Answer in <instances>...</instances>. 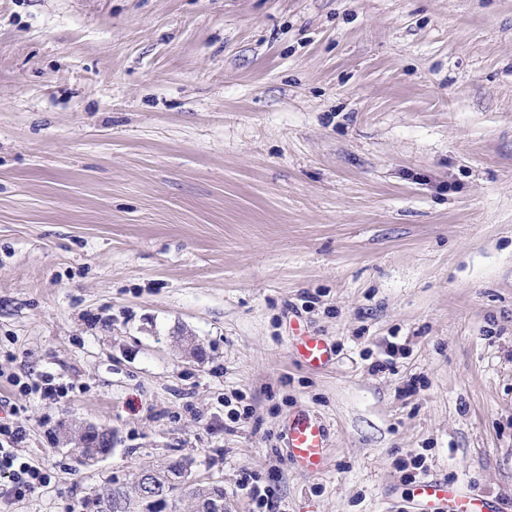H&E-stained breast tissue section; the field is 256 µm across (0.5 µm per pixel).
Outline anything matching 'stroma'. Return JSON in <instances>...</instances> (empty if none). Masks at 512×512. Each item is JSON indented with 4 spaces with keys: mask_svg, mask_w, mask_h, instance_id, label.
Returning <instances> with one entry per match:
<instances>
[{
    "mask_svg": "<svg viewBox=\"0 0 512 512\" xmlns=\"http://www.w3.org/2000/svg\"><path fill=\"white\" fill-rule=\"evenodd\" d=\"M0 399L11 512L173 457L228 512H417L416 458L512 497V0H0ZM295 351L302 362L313 369H322L331 361L332 350L323 336L314 334L300 336ZM10 381L15 386H20V391L24 394H38L41 398H62L63 393L52 383L53 379L48 376H38L36 378L27 377L26 381L21 383V379L10 378ZM288 461L311 474L322 473L328 466V431L323 422L305 409L288 418L285 431ZM25 431L20 426H13L0 420V505L5 509L17 500L26 496L38 486L48 481L44 469L32 464L22 457L13 445L22 441ZM10 448H5L3 441ZM3 486V487H2Z\"/></svg>",
    "mask_w": 512,
    "mask_h": 512,
    "instance_id": "35a3bbf8",
    "label": "stroma"
}]
</instances>
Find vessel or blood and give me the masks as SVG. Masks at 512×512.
I'll return each mask as SVG.
<instances>
[{
    "label": "vessel or blood",
    "instance_id": "b4317fda",
    "mask_svg": "<svg viewBox=\"0 0 512 512\" xmlns=\"http://www.w3.org/2000/svg\"><path fill=\"white\" fill-rule=\"evenodd\" d=\"M295 351L307 366L326 367L332 350L324 337L300 336ZM288 461L309 473H322L328 466V431L323 422L307 410L300 409L288 418L285 431ZM415 495L428 512H489V501L483 491L458 490L439 478H424L415 486Z\"/></svg>",
    "mask_w": 512,
    "mask_h": 512
}]
</instances>
